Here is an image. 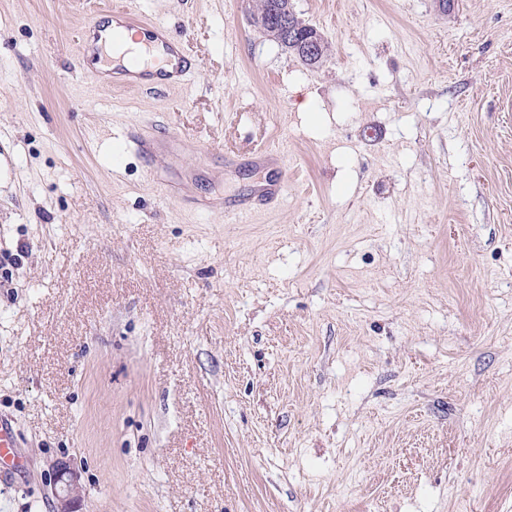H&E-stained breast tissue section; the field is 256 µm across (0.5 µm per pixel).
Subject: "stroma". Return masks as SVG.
I'll return each instance as SVG.
<instances>
[{
  "instance_id": "stroma-1",
  "label": "stroma",
  "mask_w": 512,
  "mask_h": 512,
  "mask_svg": "<svg viewBox=\"0 0 512 512\" xmlns=\"http://www.w3.org/2000/svg\"><path fill=\"white\" fill-rule=\"evenodd\" d=\"M89 2L0 0V512L60 461L77 512H512V0H291L318 67L136 0L196 59L154 93L80 69ZM307 35H302L299 42H294L290 37H285L284 42L288 45V42L292 40L296 43L297 49L303 53L309 59H315L318 54L320 56L322 46V35L316 30L310 27L306 28ZM318 56V58H319ZM288 189V182L285 177L280 180L272 181L266 184L257 195L243 200H238L224 210L226 216H234L235 218L253 215L263 206L271 201L279 200L285 197ZM17 442L14 436L13 428L0 418V466L11 463L13 466L20 464L19 457L14 448Z\"/></svg>"
}]
</instances>
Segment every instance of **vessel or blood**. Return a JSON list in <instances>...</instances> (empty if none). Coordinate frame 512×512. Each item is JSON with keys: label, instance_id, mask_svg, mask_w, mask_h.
I'll return each instance as SVG.
<instances>
[{"label": "vessel or blood", "instance_id": "vessel-or-blood-1", "mask_svg": "<svg viewBox=\"0 0 512 512\" xmlns=\"http://www.w3.org/2000/svg\"><path fill=\"white\" fill-rule=\"evenodd\" d=\"M110 15L113 22L111 31H104L94 17L82 27L79 35L82 63H109L107 48L110 40L119 39L123 34L131 32L142 40L148 53H160L161 58L137 67L113 68L112 85L151 93L183 82L190 68V52L184 39L174 35L166 25L144 19L128 7H113ZM287 189V180L270 182L257 195L226 207L225 213L237 218L254 214L269 202L284 198ZM16 446L11 425L0 420V466L18 464Z\"/></svg>", "mask_w": 512, "mask_h": 512}]
</instances>
